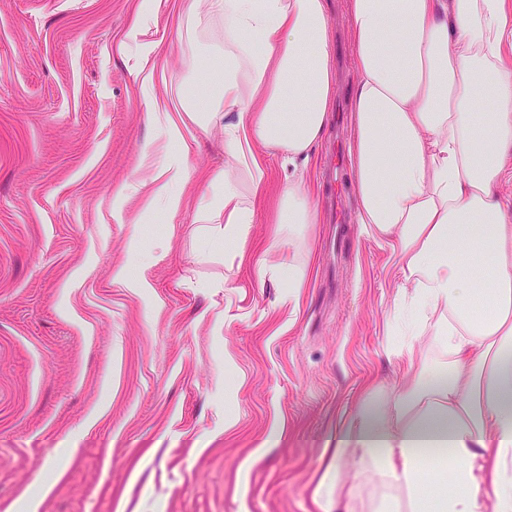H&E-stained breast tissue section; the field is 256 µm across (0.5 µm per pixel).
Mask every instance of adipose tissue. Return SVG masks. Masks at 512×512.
<instances>
[{
  "label": "adipose tissue",
  "instance_id": "1",
  "mask_svg": "<svg viewBox=\"0 0 512 512\" xmlns=\"http://www.w3.org/2000/svg\"><path fill=\"white\" fill-rule=\"evenodd\" d=\"M355 81L349 154L356 221L398 257L394 317L406 343L435 320L431 345L450 372L416 368L398 394L363 404L337 454L370 462L406 490L414 512H512V0H347ZM180 20L217 17L223 55L190 86L158 93L165 59L142 47L134 79L165 143L149 175L114 191V216H176L189 181L187 137L224 125V170L196 221L224 222L244 256L266 158L291 167L270 217L298 243L320 221L305 179L336 98L327 0H185ZM451 470L427 504L422 466Z\"/></svg>",
  "mask_w": 512,
  "mask_h": 512
}]
</instances>
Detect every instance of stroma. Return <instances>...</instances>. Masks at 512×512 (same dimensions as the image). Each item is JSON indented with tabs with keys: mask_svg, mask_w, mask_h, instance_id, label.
<instances>
[{
	"mask_svg": "<svg viewBox=\"0 0 512 512\" xmlns=\"http://www.w3.org/2000/svg\"><path fill=\"white\" fill-rule=\"evenodd\" d=\"M136 0H0V512H321L315 488L336 424L395 396L404 359L390 333L395 257L356 223L348 141L354 81L346 0H330L331 127L307 178L324 219L299 245L272 242L255 203L244 260L195 222L222 170L224 130L196 131L187 201L144 223L156 259L131 252L112 193L146 175L159 127L113 52ZM172 0L142 23L169 82L223 45L221 22L179 41ZM308 262L298 306L258 281L266 257ZM129 262L149 294L112 281ZM338 463L342 512H411L401 489Z\"/></svg>",
	"mask_w": 512,
	"mask_h": 512,
	"instance_id": "1",
	"label": "stroma"
}]
</instances>
